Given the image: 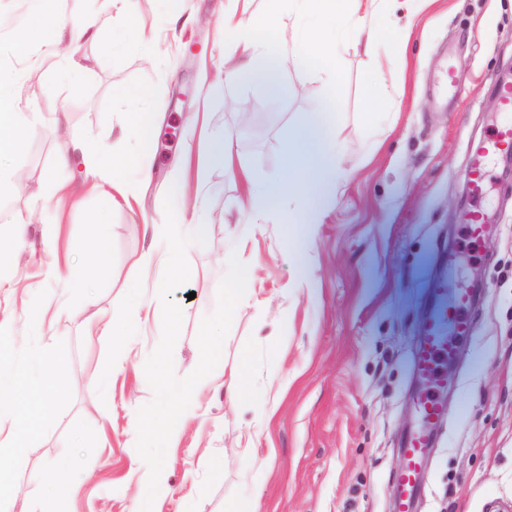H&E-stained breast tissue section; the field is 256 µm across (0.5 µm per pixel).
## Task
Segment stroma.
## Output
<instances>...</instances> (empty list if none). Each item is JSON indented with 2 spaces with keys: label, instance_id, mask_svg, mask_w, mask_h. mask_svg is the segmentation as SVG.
I'll return each mask as SVG.
<instances>
[{
  "label": "stroma",
  "instance_id": "35a3bbf8",
  "mask_svg": "<svg viewBox=\"0 0 512 512\" xmlns=\"http://www.w3.org/2000/svg\"><path fill=\"white\" fill-rule=\"evenodd\" d=\"M289 0H182L176 17L160 0H59L64 19L93 17L92 37L54 47L29 40L30 0H0V73L31 128L13 156L12 188L0 191V237L27 232L11 267L0 269V369L19 375L56 365L65 384L49 391L54 421L18 442L0 424L7 485L41 498L37 474L71 467L68 512H132L142 459L134 418L153 391L143 373L161 337L157 297L164 268L136 266L162 251L171 171L186 172L176 217L195 212L209 230L187 252L188 282L170 295L183 312L174 372L190 374L197 334L217 304L236 255L255 300L224 341V369L249 355L255 397L230 402L205 383L202 408L164 464L156 512H227L259 497L261 512H394L401 448L423 391L413 373L416 340L437 280L449 294L482 284L471 331L449 361L446 410L418 488L416 512H512V143L502 148L483 193L467 187L478 144L494 131L503 88L512 84V0H409L391 14L382 72L344 57L333 83L300 46L281 48L280 89L230 78L239 53L235 20L276 9L281 27L296 17ZM145 40L119 41L128 15ZM456 65L458 94L445 87ZM127 89L136 98L124 97ZM257 120L240 121V102ZM330 102L342 129L345 177L321 224L285 219L304 198L283 197L277 213H252L243 181L211 158L231 141L235 163L261 178L285 176L298 123ZM138 113L130 129L125 115ZM114 154L139 155L147 183L93 171L80 153L60 167L72 135ZM481 211L480 228L466 217ZM105 224L110 249L89 265L92 229ZM84 277L85 287L73 285ZM138 296L142 329L115 353L87 324L121 316ZM44 320L33 324L32 312ZM123 356L120 370L112 360ZM0 494V512L11 496Z\"/></svg>",
  "mask_w": 512,
  "mask_h": 512
}]
</instances>
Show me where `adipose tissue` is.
<instances>
[{
  "mask_svg": "<svg viewBox=\"0 0 512 512\" xmlns=\"http://www.w3.org/2000/svg\"><path fill=\"white\" fill-rule=\"evenodd\" d=\"M294 7L304 23L297 28L280 30L274 13L250 16L247 29L274 33L280 42L306 45L318 59L323 73L333 80H340L341 52L363 55L372 69H380L382 58L377 27L365 28L358 19L372 10L374 0H293ZM57 0H32L36 15L29 32L37 39L45 38L47 31L68 36L78 41L91 36L94 21L86 17L66 23L57 13ZM243 54L236 62L233 73L238 80L257 82L269 89L280 84L279 60L266 42L250 39L243 42ZM26 113L17 110L14 101L0 90V181L9 179L4 160L20 148L25 127ZM341 131L328 118L323 107H316L306 116L289 146L290 167L296 177L291 182L264 181L248 176V204L258 214L269 211L275 200L284 193L305 194L309 206L300 214V223L315 226L321 223L345 172L340 156ZM38 481L47 488L49 496L41 501L25 500V512H58L70 490L69 468L63 464L47 465Z\"/></svg>",
  "mask_w": 512,
  "mask_h": 512,
  "instance_id": "obj_1",
  "label": "adipose tissue"
}]
</instances>
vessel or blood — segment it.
Instances as JSON below:
<instances>
[{"mask_svg": "<svg viewBox=\"0 0 512 512\" xmlns=\"http://www.w3.org/2000/svg\"><path fill=\"white\" fill-rule=\"evenodd\" d=\"M512 140V89L504 91L501 114L494 133L487 137L481 148L483 163L469 173L475 190H483L486 176L485 165L493 161L502 143ZM468 296H449L447 289L435 291V303L421 336V350L415 359L416 374L435 378L442 363L457 349L456 339L465 335L470 327L466 314ZM419 425L407 442L403 453L405 465L399 477L401 508L409 512L418 480V472L426 459L428 436L435 423L442 417L440 401L431 396L422 397L417 406Z\"/></svg>", "mask_w": 512, "mask_h": 512, "instance_id": "vessel-or-blood-1", "label": "vessel or blood"}]
</instances>
